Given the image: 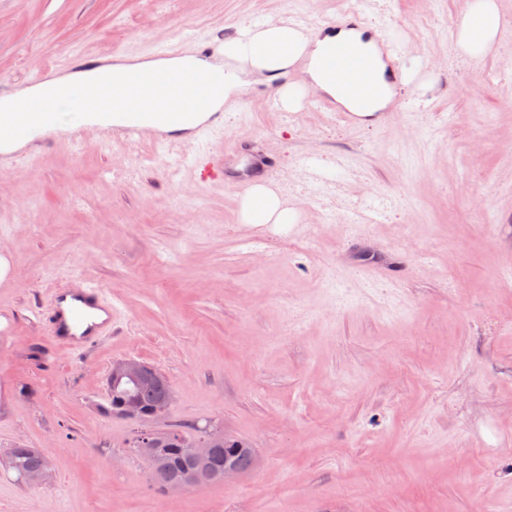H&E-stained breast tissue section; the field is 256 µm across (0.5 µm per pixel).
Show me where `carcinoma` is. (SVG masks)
<instances>
[{"label": "carcinoma", "instance_id": "obj_1", "mask_svg": "<svg viewBox=\"0 0 512 512\" xmlns=\"http://www.w3.org/2000/svg\"><path fill=\"white\" fill-rule=\"evenodd\" d=\"M171 388L168 379L157 373V381L153 385L140 387H126L117 393L112 392V377H107L105 402L107 409H112L113 398L118 396L135 405L141 410H148L160 400L162 395ZM156 447L149 452L147 461L150 463L154 478L160 485H165L169 479L184 477L188 471L198 465L192 456L190 448L199 436L196 430H189L179 424L171 425L164 431L153 432ZM211 456L204 461V465L219 476L224 473V434L220 433L212 438ZM255 449L244 441H238V450L232 460L242 469H250L255 462ZM8 465L17 477L26 480L30 475L47 471L44 458L33 448L24 444H15L8 451Z\"/></svg>", "mask_w": 512, "mask_h": 512}]
</instances>
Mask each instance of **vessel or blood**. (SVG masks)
Listing matches in <instances>:
<instances>
[{
  "label": "vessel or blood",
  "mask_w": 512,
  "mask_h": 512,
  "mask_svg": "<svg viewBox=\"0 0 512 512\" xmlns=\"http://www.w3.org/2000/svg\"><path fill=\"white\" fill-rule=\"evenodd\" d=\"M178 47L169 46L160 55L171 58L183 54ZM196 62L215 64L211 74L213 81L224 79L219 66L224 62V35L217 32L196 39L188 52ZM330 66L344 72L358 69L359 60L340 43L330 44L327 50ZM116 63L112 57L74 55L65 66L45 69L35 79V86L45 85L63 76L80 78L82 74L111 69ZM182 109L172 108L163 113H147L136 117L122 107L111 108L103 113L85 111L81 100H73L64 112H34L21 107L15 112H1L0 124L9 130L7 139H0V168L18 166L45 154L57 139L78 140L80 134L93 127L100 132L123 137L128 143L150 141L158 145L170 144L178 127H187L193 138H200L223 130V112H205L195 122H187ZM226 184L248 189L253 182L250 167L240 169L231 165L230 156L216 154ZM34 316L43 323L53 347L69 354L79 355L91 349L105 336L111 335L119 321V312L107 289L81 285L57 288L47 293L33 309Z\"/></svg>",
  "instance_id": "b4317fda"
}]
</instances>
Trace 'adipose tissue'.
I'll return each mask as SVG.
<instances>
[{
    "label": "adipose tissue",
    "instance_id": "1",
    "mask_svg": "<svg viewBox=\"0 0 512 512\" xmlns=\"http://www.w3.org/2000/svg\"><path fill=\"white\" fill-rule=\"evenodd\" d=\"M502 28V15L496 0H467V7L456 29L455 46L465 64L482 60L496 42ZM327 38L310 37L306 27L285 23H242L237 35L224 43V82L210 86L198 80L183 91H157L145 83L126 79L123 68L98 71L73 81L64 79L38 91V108L46 112L64 111L69 98L82 99L86 111L105 112L122 105L127 111L163 112L180 107L189 112H215L236 98L248 82L269 83L285 76L289 67L306 60L304 83L290 85L280 92L282 105L297 109L306 90L329 95L345 106L353 99L345 94L342 75L325 70L321 58ZM242 221L246 224H290L296 211L276 191L258 184L247 189L241 201Z\"/></svg>",
    "mask_w": 512,
    "mask_h": 512
}]
</instances>
